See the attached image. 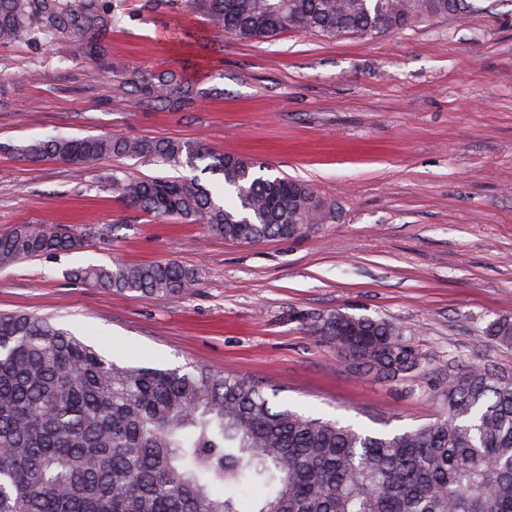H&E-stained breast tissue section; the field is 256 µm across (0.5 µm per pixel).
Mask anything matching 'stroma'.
I'll use <instances>...</instances> for the list:
<instances>
[{"label":"stroma","mask_w":512,"mask_h":512,"mask_svg":"<svg viewBox=\"0 0 512 512\" xmlns=\"http://www.w3.org/2000/svg\"><path fill=\"white\" fill-rule=\"evenodd\" d=\"M121 4L107 36L114 57L174 73L197 98L135 111L117 79L72 48L0 44V231L95 230L77 252L0 268V312L50 317L119 363L246 375L291 409L374 433L444 414L442 388L470 366L512 378V346L484 333L512 316V0L380 36L287 31L250 43L186 8ZM104 133L252 158L310 184L336 220L241 245L105 188L115 172L153 179L175 169L113 158L86 169L17 152L34 138ZM115 258L194 266L201 284L155 301L66 276ZM335 311L400 326L432 362L428 386L349 372L316 332Z\"/></svg>","instance_id":"35a3bbf8"}]
</instances>
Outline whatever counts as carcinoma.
<instances>
[{
	"instance_id": "cac0c4a2",
	"label": "carcinoma",
	"mask_w": 512,
	"mask_h": 512,
	"mask_svg": "<svg viewBox=\"0 0 512 512\" xmlns=\"http://www.w3.org/2000/svg\"><path fill=\"white\" fill-rule=\"evenodd\" d=\"M240 42L296 30L328 39L379 35L468 14L474 0H190ZM117 0H0V44L71 43L76 58L120 74L136 109L195 98L191 84L129 70L106 36ZM30 159L93 168L146 158L208 180L112 174L110 190L161 217L200 221L227 241L298 238L336 219L304 182L263 176L248 158L199 142L121 135L35 139ZM71 225L0 232V266L84 247ZM81 284L166 300L200 285L176 262L114 261L70 271ZM351 372L421 386L430 363L395 323L330 313L317 325ZM486 334L512 344V318ZM446 412L415 429L361 432L292 411L245 377L114 362L49 317L0 313V512H512V381L480 366L448 378ZM265 489L248 498L251 487Z\"/></svg>"
}]
</instances>
